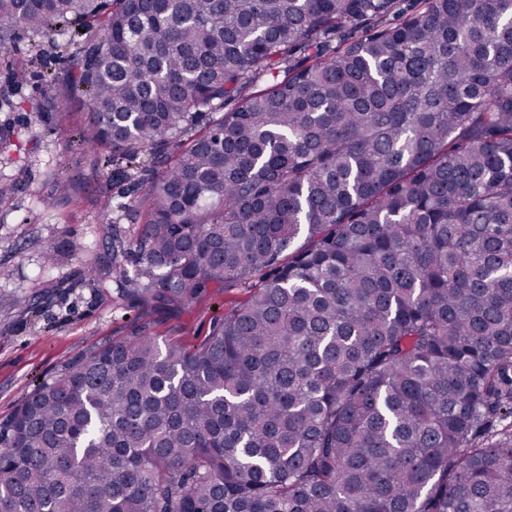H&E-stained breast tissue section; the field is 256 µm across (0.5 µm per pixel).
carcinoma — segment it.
Instances as JSON below:
<instances>
[{"mask_svg":"<svg viewBox=\"0 0 512 512\" xmlns=\"http://www.w3.org/2000/svg\"><path fill=\"white\" fill-rule=\"evenodd\" d=\"M414 2L0 0L1 48L68 35L78 148L150 157L121 298L261 276L38 383L0 512H512V0Z\"/></svg>","mask_w":512,"mask_h":512,"instance_id":"obj_1","label":"carcinoma"}]
</instances>
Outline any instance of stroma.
<instances>
[{
    "instance_id": "stroma-1",
    "label": "stroma",
    "mask_w": 512,
    "mask_h": 512,
    "mask_svg": "<svg viewBox=\"0 0 512 512\" xmlns=\"http://www.w3.org/2000/svg\"><path fill=\"white\" fill-rule=\"evenodd\" d=\"M24 64L22 78L10 66ZM78 59L62 39L51 40L17 30L0 50V129L12 132L0 145V181L14 184L0 201V422L40 381L59 375L93 346L123 340L140 327L188 347L201 344L225 310L248 299L249 286L211 290L179 310L141 307L116 293L80 285L84 267L107 253V240L134 241L140 221L123 212H103L104 197L127 203L121 194L123 166L103 172L72 143L71 134L51 118L40 117L44 99L54 90L47 72L73 71ZM78 180L71 196H59V176ZM55 240L56 259L46 262L44 243ZM39 300L31 314L18 299Z\"/></svg>"
}]
</instances>
